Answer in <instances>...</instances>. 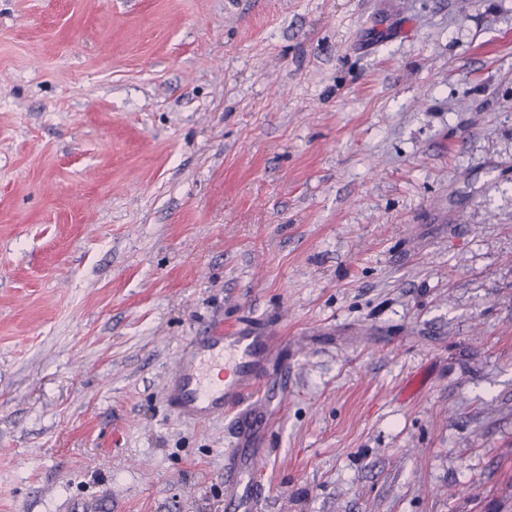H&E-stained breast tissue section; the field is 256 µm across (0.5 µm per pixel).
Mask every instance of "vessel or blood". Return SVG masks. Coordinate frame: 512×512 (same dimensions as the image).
Listing matches in <instances>:
<instances>
[{
  "mask_svg": "<svg viewBox=\"0 0 512 512\" xmlns=\"http://www.w3.org/2000/svg\"><path fill=\"white\" fill-rule=\"evenodd\" d=\"M280 344L276 332L256 322L230 329L219 324L192 338L176 360L167 398L177 415L205 422L221 414L235 427L234 444L224 451V512H260L266 497L251 448Z\"/></svg>",
  "mask_w": 512,
  "mask_h": 512,
  "instance_id": "1",
  "label": "vessel or blood"
}]
</instances>
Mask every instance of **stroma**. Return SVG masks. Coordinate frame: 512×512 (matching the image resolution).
<instances>
[{
	"label": "stroma",
	"instance_id": "obj_1",
	"mask_svg": "<svg viewBox=\"0 0 512 512\" xmlns=\"http://www.w3.org/2000/svg\"><path fill=\"white\" fill-rule=\"evenodd\" d=\"M239 320L262 512H512V0H0V512H224ZM277 335L256 322L214 325L187 343L170 379L167 398L179 417L206 422L224 414L235 426L233 448L224 450L225 512H258L266 497L249 448L267 409L264 385L282 341ZM216 368L219 380L212 378Z\"/></svg>",
	"mask_w": 512,
	"mask_h": 512
}]
</instances>
